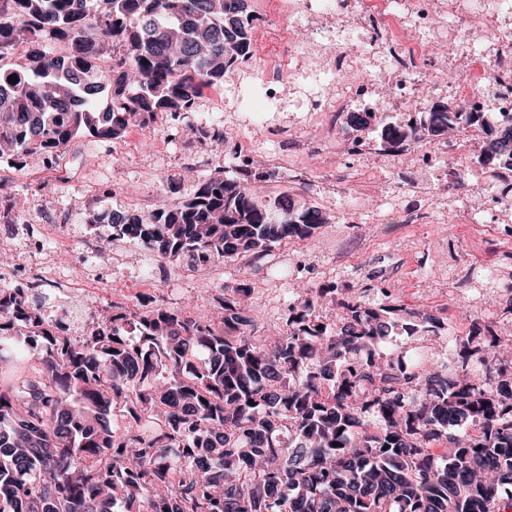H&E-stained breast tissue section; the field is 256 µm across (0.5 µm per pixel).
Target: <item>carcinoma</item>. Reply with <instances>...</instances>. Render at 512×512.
Masks as SVG:
<instances>
[{"mask_svg":"<svg viewBox=\"0 0 512 512\" xmlns=\"http://www.w3.org/2000/svg\"><path fill=\"white\" fill-rule=\"evenodd\" d=\"M258 20L247 0H0V144L53 154L77 135L121 139L192 112L252 58ZM376 125L389 149L476 128L477 162L512 171V131L479 112L435 104L412 123L344 122ZM191 138L218 147L224 125ZM111 220L112 237L191 267L261 258L324 224L316 208L260 204L222 172L170 208ZM250 295L245 282L216 295L218 321L114 302L111 320L53 351L40 344L37 295L0 288V352L18 365L0 382V512H512V391L493 385L512 369V339L489 343L479 374L459 350L450 376L381 350L392 336L441 338L388 289L368 303L334 283L302 288L283 330L259 343ZM198 451L210 469L185 466Z\"/></svg>","mask_w":512,"mask_h":512,"instance_id":"carcinoma-1","label":"carcinoma"}]
</instances>
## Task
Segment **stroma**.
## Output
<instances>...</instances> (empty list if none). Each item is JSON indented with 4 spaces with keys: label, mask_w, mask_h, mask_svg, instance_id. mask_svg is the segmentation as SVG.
<instances>
[{
    "label": "stroma",
    "mask_w": 512,
    "mask_h": 512,
    "mask_svg": "<svg viewBox=\"0 0 512 512\" xmlns=\"http://www.w3.org/2000/svg\"><path fill=\"white\" fill-rule=\"evenodd\" d=\"M203 113L223 116L226 126L235 124L224 101L211 96L200 99L197 111L188 113L178 130H171L165 118L141 129L139 152L134 156L114 154L115 144L111 141L74 137L61 153L65 173L59 178L44 172L40 156H27V170L23 173L14 170L8 156H1L0 197L23 199L30 212L75 208L94 214L127 206L151 212L172 206L181 196L167 190V178L183 177V187L188 190L193 178L233 166L230 152L235 136H228L223 147L212 150L192 146L190 128ZM270 122L287 125L290 137L309 138V154L290 158L288 172H280L274 136L260 129L247 130V137L255 145L256 166L276 172L274 181L262 184V195L286 194L297 204L317 206L326 215V224L312 238L296 242L294 247L281 244L259 259L217 263L194 280L184 278L183 264L168 263L169 277L154 295L155 305L174 308L188 299L199 312L207 313L213 309L209 289L214 282L234 286L244 281L253 289L251 303L259 312L255 335L273 334L282 328L293 297L291 282L275 277L273 260L294 250L305 267L301 282L316 287L320 281L315 273L328 265L333 244L358 238L375 242L376 247L356 264L336 269L332 280L337 287L356 292L366 289L375 298L380 286L385 285L409 308L469 329L488 325L503 338L512 335V313L506 309L512 299V245L461 237L457 232L459 209L455 206L434 214L414 235L407 225L378 221L370 200L358 197L360 183L373 171L381 173L375 191L384 196L399 177H414L412 150H385L373 130L366 134L365 155L354 158L345 151L344 134L330 137L322 132L311 133L303 118L291 121L283 112L271 115ZM68 230L76 240L97 242L101 253L86 257L80 264L72 263L67 254H59L57 262L64 275L77 273L90 279L124 281L127 288L123 300L130 308H137L143 297L138 272L155 262V254L137 243L113 239L112 226L105 222L87 224L78 218L69 223ZM485 252L497 259L496 286L478 312L461 294L453 275L467 269L475 255Z\"/></svg>",
    "instance_id": "obj_1"
}]
</instances>
